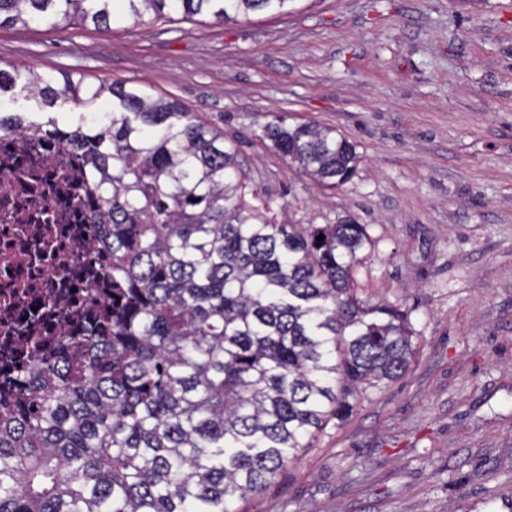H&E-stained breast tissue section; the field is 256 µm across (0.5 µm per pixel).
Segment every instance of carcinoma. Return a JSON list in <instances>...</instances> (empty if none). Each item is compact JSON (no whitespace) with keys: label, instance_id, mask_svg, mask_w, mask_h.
<instances>
[{"label":"carcinoma","instance_id":"obj_1","mask_svg":"<svg viewBox=\"0 0 512 512\" xmlns=\"http://www.w3.org/2000/svg\"><path fill=\"white\" fill-rule=\"evenodd\" d=\"M296 2L0 0V26L230 22ZM19 95L78 115L62 127L9 114L0 133L47 131L83 155L112 310L17 369L0 410V512H236L366 387L407 371V315L358 292L368 225L278 223L270 202L245 200L236 144L140 85L0 65V101ZM262 138L327 189L362 162L335 128L284 115Z\"/></svg>","mask_w":512,"mask_h":512}]
</instances>
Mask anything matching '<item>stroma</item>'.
Masks as SVG:
<instances>
[{
  "label": "stroma",
  "instance_id": "obj_1",
  "mask_svg": "<svg viewBox=\"0 0 512 512\" xmlns=\"http://www.w3.org/2000/svg\"><path fill=\"white\" fill-rule=\"evenodd\" d=\"M178 100L240 150L278 220L368 225L362 297L417 353L238 512H464L512 500V0H301L296 13L0 27V61ZM363 156L325 189L262 139L275 114Z\"/></svg>",
  "mask_w": 512,
  "mask_h": 512
}]
</instances>
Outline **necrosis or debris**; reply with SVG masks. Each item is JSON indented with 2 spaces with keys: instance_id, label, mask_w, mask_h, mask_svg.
<instances>
[{
  "instance_id": "necrosis-or-debris-1",
  "label": "necrosis or debris",
  "mask_w": 512,
  "mask_h": 512,
  "mask_svg": "<svg viewBox=\"0 0 512 512\" xmlns=\"http://www.w3.org/2000/svg\"><path fill=\"white\" fill-rule=\"evenodd\" d=\"M86 182L82 155L61 140L0 137V339L15 345L0 346V402L26 336L80 335L112 291Z\"/></svg>"
}]
</instances>
